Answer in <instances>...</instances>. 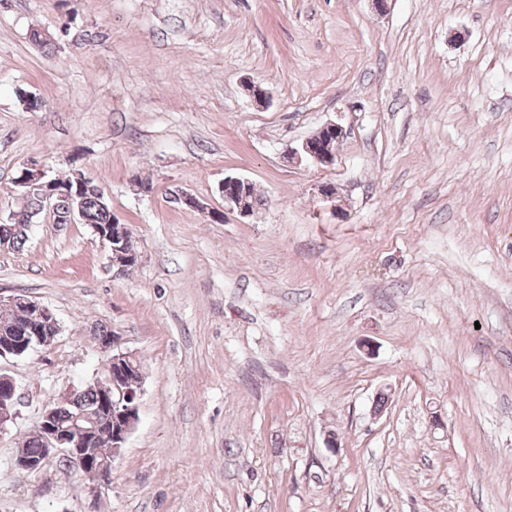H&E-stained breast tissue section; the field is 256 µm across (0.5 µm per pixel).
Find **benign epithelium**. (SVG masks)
Listing matches in <instances>:
<instances>
[{"label": "benign epithelium", "mask_w": 512, "mask_h": 512, "mask_svg": "<svg viewBox=\"0 0 512 512\" xmlns=\"http://www.w3.org/2000/svg\"><path fill=\"white\" fill-rule=\"evenodd\" d=\"M347 134L346 128L337 123L329 122L323 125L315 134L304 139L298 146L287 149L288 159L301 164L310 162L317 165L329 166L334 161L333 151L328 141L334 137L338 140ZM16 186L22 195L36 194L41 196L43 209L58 217V208L63 199H75L78 193L62 187L47 176L44 166L30 160L23 164ZM248 180L237 176H226L218 185V192L224 199V207L237 212L242 217H248L253 209L242 204L236 189ZM29 225L18 223V214L12 213L10 223L0 226V247L12 243L17 237L25 236ZM93 235L104 245L112 267L122 273L130 262L137 256L127 249V243L132 237V228L128 224L113 219L112 229L106 231L101 227L92 226ZM3 308L19 306L30 312V322L24 330V336L10 339L0 345V358L8 353H20L26 349L53 346L60 326L53 311L45 304L24 294H14L4 299L0 297ZM51 324L54 335H42L43 326ZM99 351L106 357V369L103 377L97 380L101 388V407L92 413L76 415L67 427H61L51 421L53 410L44 407L37 427L44 440L43 456L47 460L61 459L82 478L88 481L90 493L95 494L99 487L107 485L112 479V467L125 448V445L135 431L140 420L142 399L141 385L131 390L126 380L135 377L143 379L144 367L141 359L125 347L124 337L115 330L106 337H95ZM24 396L16 380L10 374L0 373V437L6 434L9 427L19 418ZM112 434V448L108 454H99L93 450V445L103 432ZM14 467L29 472L39 473L44 469V463L32 459L23 453L13 456Z\"/></svg>", "instance_id": "1"}]
</instances>
